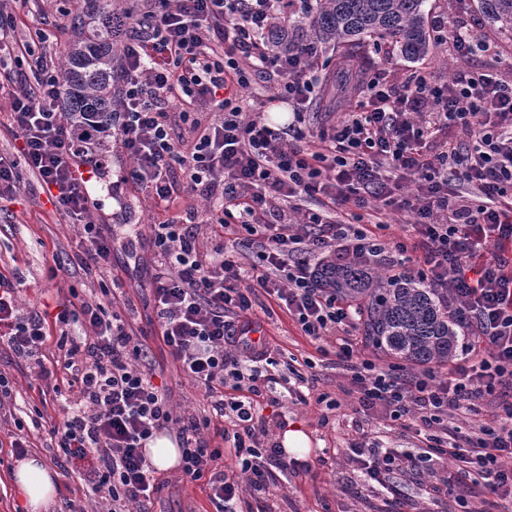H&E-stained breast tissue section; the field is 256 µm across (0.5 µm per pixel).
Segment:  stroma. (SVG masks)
Returning <instances> with one entry per match:
<instances>
[{
    "mask_svg": "<svg viewBox=\"0 0 512 512\" xmlns=\"http://www.w3.org/2000/svg\"><path fill=\"white\" fill-rule=\"evenodd\" d=\"M70 4L71 0H29L22 7L16 0H0V14L16 18L14 27L8 31L9 40L31 42L35 54L58 63L71 37ZM40 29L47 33V40L36 39L35 33ZM478 33L493 44V51L462 59L452 53L449 45L435 41L428 56L414 63L389 46L368 45L357 49L355 61L369 68H386L392 83L398 86L422 68L439 84L476 71H490L501 80L512 82V33L485 23L480 24ZM133 166L132 158L120 148L112 149L106 180L93 188V196L100 199L101 205L90 211L89 221L126 224L131 232L147 238L152 224L188 210L206 212L203 199L184 194L177 195L168 209L158 208L149 193L132 182L121 185L119 198L108 195L107 183L116 181ZM79 241L78 225L53 208L35 176L22 173L15 201L0 202V272L21 276L19 290L25 308L51 311L77 295H100L98 278L79 266ZM141 255L139 267L130 269L123 278V292L137 325L146 328L153 315L149 286L153 254L145 249ZM59 261L64 262L65 268L58 272L54 266ZM254 313L265 337L277 347L273 357L279 373L290 368L304 370L305 360H312L315 395L325 393L339 403L335 421L328 424L322 423V411L314 398L303 401L293 394L282 399L276 408H265V415H278L283 422L305 430L312 439L306 456L312 469L305 475L280 476L276 494L270 499L277 512H383L389 497L387 489L364 485L348 463L344 449L361 428L377 436L384 446L414 454L420 451L417 436L413 431L390 426L381 415L363 412L347 392L349 381L336 365L335 355L321 354L285 309L276 307L263 295ZM148 345L154 382L166 387L174 413L202 409L206 403L204 390L185 378L163 344L152 339ZM0 375L7 379L13 400L11 417L0 419V512H15L24 503L21 493L9 481L17 462L10 441L17 432L29 441L31 453L43 458L58 475L51 512H72L79 506L85 512H97V499L88 493L76 472L79 460L66 459L46 445L48 427L63 422V404L44 394V382L28 367L17 365L4 346L0 347ZM161 478V489L150 500L130 503L129 512H217L218 506L209 498L202 482L185 478L176 469L163 472ZM435 481V476L423 468L397 475V484L412 504L410 512H481L489 499L484 489L462 486L453 480L449 481L446 493L430 495Z\"/></svg>",
    "mask_w": 512,
    "mask_h": 512,
    "instance_id": "obj_1",
    "label": "stroma"
}]
</instances>
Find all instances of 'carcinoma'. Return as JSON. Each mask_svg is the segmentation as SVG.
I'll list each match as a JSON object with an SVG mask.
<instances>
[{"label":"carcinoma","instance_id":"carcinoma-1","mask_svg":"<svg viewBox=\"0 0 512 512\" xmlns=\"http://www.w3.org/2000/svg\"><path fill=\"white\" fill-rule=\"evenodd\" d=\"M72 38L62 53V106L67 112H96L102 118L122 109L116 92L121 38L128 10L120 0H74ZM425 0H318L307 21L281 23L267 39L281 53L317 45L343 48L336 56L338 90L351 82L354 50L367 38L388 43L410 61L426 56ZM479 13L492 26L512 31V0H478ZM316 278L323 288L358 308L365 345L378 354L417 366H443L456 354L464 324L450 310L449 298L413 276L385 278L358 260L324 264Z\"/></svg>","mask_w":512,"mask_h":512}]
</instances>
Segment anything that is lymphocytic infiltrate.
Instances as JSON below:
<instances>
[{"label": "lymphocytic infiltrate", "mask_w": 512, "mask_h": 512, "mask_svg": "<svg viewBox=\"0 0 512 512\" xmlns=\"http://www.w3.org/2000/svg\"><path fill=\"white\" fill-rule=\"evenodd\" d=\"M147 11L128 13L119 89L122 109L111 124L95 117L76 123L59 109L61 75L35 58V86L9 90L4 125L21 146L0 154V199L15 194L20 170L49 189L56 211L82 225L81 266L100 280L121 281L112 264L118 235L111 225L86 220L88 186L101 182L108 137L135 161L122 175L149 191L157 206L174 193L206 200L207 218L195 212L154 225L152 285L156 336L183 373L204 388L203 411L176 415L164 389L153 382L149 346L118 310L117 298L82 299L56 315L22 308L16 289L0 276V344L50 382L68 411L49 435L64 454L88 455L85 479L108 512L150 498L159 487L146 443L177 428L179 467L205 480L223 512H238L241 482L264 494L278 486L289 461L268 443L270 419L262 407L278 405L287 377L266 373L269 346L245 345L258 292L276 297L317 346L334 350L350 375L364 410L381 408L394 421L414 423L424 452L413 456L362 438L348 460L364 483L388 488V512H404L396 474L434 469L453 460L458 475L512 504V83L491 72L462 75L440 85L423 70L393 87L383 69L368 71L344 119L320 132L303 128L304 112L321 78L306 51L281 54L265 33L274 21L301 18L315 0H146ZM276 77L269 102L291 104L293 118L275 129L247 118L233 86L248 71ZM217 115L207 121L199 106ZM465 142L440 139L448 126ZM185 136H177V128ZM415 186L402 200L414 222L409 239L391 241L380 231L392 189ZM478 190L473 202L455 205L452 183ZM317 201L298 233L289 202ZM245 234L257 247L245 267L224 238ZM333 262L382 259L392 269L412 268L445 291L477 334L466 361L451 376L435 370L403 373L364 359L354 362L358 313L331 288L318 285L311 257ZM90 325L92 335L71 332ZM58 331L56 369L43 348ZM500 392L494 424L462 433L454 413L475 412L477 401ZM221 423L225 448L211 447L207 432ZM237 469L223 470L225 454Z\"/></svg>", "instance_id": "f902f5d3"}]
</instances>
